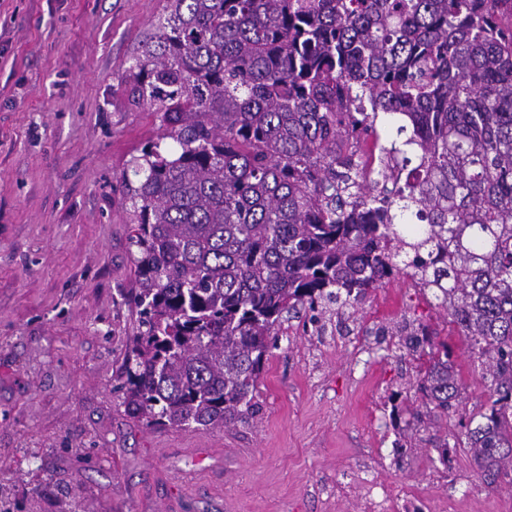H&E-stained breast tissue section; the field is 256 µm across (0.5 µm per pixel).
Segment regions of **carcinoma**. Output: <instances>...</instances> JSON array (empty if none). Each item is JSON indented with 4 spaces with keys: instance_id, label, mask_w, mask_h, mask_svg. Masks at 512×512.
Wrapping results in <instances>:
<instances>
[{
    "instance_id": "cac0c4a2",
    "label": "carcinoma",
    "mask_w": 512,
    "mask_h": 512,
    "mask_svg": "<svg viewBox=\"0 0 512 512\" xmlns=\"http://www.w3.org/2000/svg\"><path fill=\"white\" fill-rule=\"evenodd\" d=\"M118 86L160 128L126 183L129 414L247 418L284 315L353 309L403 274L481 361L488 400L460 424L483 481L511 480L512 0H166ZM381 115L396 139L370 180ZM396 332L428 349L417 389L448 415V343Z\"/></svg>"
}]
</instances>
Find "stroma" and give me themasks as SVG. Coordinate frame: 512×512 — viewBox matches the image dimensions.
<instances>
[{
	"label": "stroma",
	"mask_w": 512,
	"mask_h": 512,
	"mask_svg": "<svg viewBox=\"0 0 512 512\" xmlns=\"http://www.w3.org/2000/svg\"><path fill=\"white\" fill-rule=\"evenodd\" d=\"M165 0H0V512H512L456 419L412 422L424 358L402 318L481 368L431 290L399 275L319 324L282 323L254 412L220 429L149 427L123 402L135 249L125 182L156 139L117 78ZM447 436L448 465L435 462Z\"/></svg>",
	"instance_id": "stroma-1"
}]
</instances>
